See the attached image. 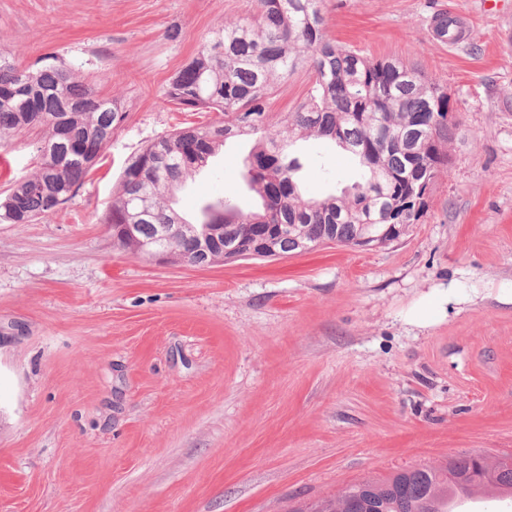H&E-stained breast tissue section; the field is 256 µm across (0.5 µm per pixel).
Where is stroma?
<instances>
[{
  "instance_id": "obj_1",
  "label": "stroma",
  "mask_w": 512,
  "mask_h": 512,
  "mask_svg": "<svg viewBox=\"0 0 512 512\" xmlns=\"http://www.w3.org/2000/svg\"><path fill=\"white\" fill-rule=\"evenodd\" d=\"M256 0H0V54L65 63L126 114L48 221L0 224V512H314L355 483L512 454V0H323L329 35L414 66L460 119L425 214L385 246L191 266L119 249L101 219L125 163L212 120L164 91ZM447 8L467 30H431ZM310 73L281 80L288 119ZM0 139V198L40 164ZM228 140L176 209L259 204ZM309 195L358 166L296 145ZM444 310L412 324L420 304ZM432 32L436 39L448 44H455L462 39L463 23L447 8L440 9L432 16Z\"/></svg>"
}]
</instances>
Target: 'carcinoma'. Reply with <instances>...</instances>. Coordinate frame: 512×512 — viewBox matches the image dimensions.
Instances as JSON below:
<instances>
[{
	"instance_id": "1",
	"label": "carcinoma",
	"mask_w": 512,
	"mask_h": 512,
	"mask_svg": "<svg viewBox=\"0 0 512 512\" xmlns=\"http://www.w3.org/2000/svg\"><path fill=\"white\" fill-rule=\"evenodd\" d=\"M436 39L455 44L463 23L448 9L432 16ZM312 72L306 102L284 123L269 112L277 81L301 66ZM166 96L187 110L218 118L148 144L121 173L103 223L114 243L151 255L162 231L166 255L192 266L248 256L277 257L334 242L386 245L408 233L425 210L407 199L448 166L446 144L457 125L448 91L416 68L362 56L328 37L320 0H258L251 17L219 28L173 78ZM117 101L99 95L63 65L20 68L0 55V138L41 131V162L29 179L0 199L1 224H30L55 214L76 192L124 121ZM255 136L246 158L261 210L243 213L219 201L198 224L162 202L205 167L230 138ZM332 140L361 166L358 181L326 198H306L298 158L287 153L310 137ZM512 496V466H490L477 455L440 468L414 467L383 483L349 488L318 512H347L357 498L365 512H449L448 501L476 490Z\"/></svg>"
}]
</instances>
